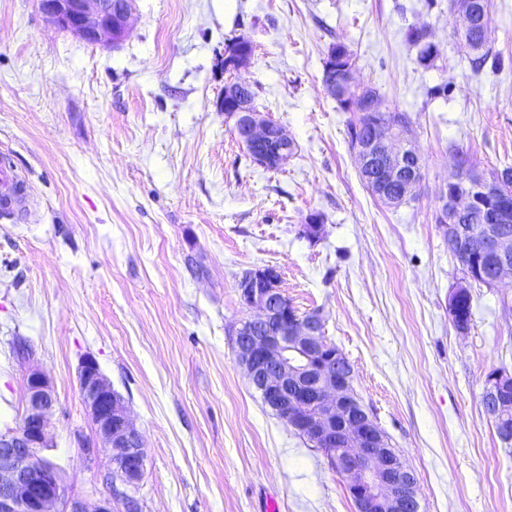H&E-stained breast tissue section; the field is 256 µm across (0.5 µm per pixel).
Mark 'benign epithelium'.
I'll list each match as a JSON object with an SVG mask.
<instances>
[{"mask_svg":"<svg viewBox=\"0 0 512 512\" xmlns=\"http://www.w3.org/2000/svg\"><path fill=\"white\" fill-rule=\"evenodd\" d=\"M43 14L58 28L80 35L90 44L121 43L127 36L134 0H40ZM480 26L482 43L488 42L491 22L478 12L477 0H455L453 30L474 50L469 36ZM251 59L249 41L225 55L224 66L233 70ZM327 94L346 99L371 119L370 134L354 142L359 171L369 191L388 206L403 204L417 193L423 163L416 148L404 142V133L380 116L378 97L357 83L355 67L327 64ZM253 88L245 83L226 85L221 109L233 121L232 132L252 161L268 170L288 162L289 137L285 129L252 108ZM480 210L487 225L471 233L463 223ZM450 251L467 262L463 277L448 297V317L454 328L469 329L464 301L476 281L491 288L512 275V193L502 173L487 171L454 158L448 181L437 194L435 210ZM322 218L307 217L301 234L311 241L322 235ZM240 302L255 311L233 331L238 365L267 406L291 429L316 448L329 451L331 464L344 475L357 512H420L417 480L402 461L373 417L359 406L353 387V369L345 355L325 336L320 310L301 313L280 288L274 267L246 271L238 280ZM79 389L92 417L101 448L114 465L109 494L93 507L79 497L66 496L61 473L50 464L33 465L50 447L49 417L56 406L54 387L43 371L25 374L24 408L18 428L0 434V512H112L118 495L125 512H140L131 494L145 469L141 435L130 421L127 407L102 374L97 361L87 357L79 370ZM485 399L496 411L512 407V373L492 371L484 384ZM122 489H117L116 485Z\"/></svg>","mask_w":512,"mask_h":512,"instance_id":"1","label":"benign epithelium"}]
</instances>
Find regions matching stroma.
<instances>
[{
  "instance_id": "35a3bbf8",
  "label": "stroma",
  "mask_w": 512,
  "mask_h": 512,
  "mask_svg": "<svg viewBox=\"0 0 512 512\" xmlns=\"http://www.w3.org/2000/svg\"><path fill=\"white\" fill-rule=\"evenodd\" d=\"M136 0L120 45L59 30L39 0H0V157L26 179L22 218L0 217V432L20 421L37 365L57 405L52 445L69 493L106 494L77 372L93 357L146 452L141 512H356L344 477L262 402L233 353L236 288L265 266L302 312L322 310L354 386L417 479L421 512H512V448L481 397L512 372V277L472 288L434 220L452 148L512 163V68L471 72L450 0ZM423 26L427 66L406 38ZM245 38L251 61L225 71ZM382 110L406 113L424 164L416 199L365 187L341 111L322 86L333 44ZM296 145L252 162L220 108L227 80ZM446 85L448 96H432ZM323 217L312 242L300 226Z\"/></svg>"
}]
</instances>
